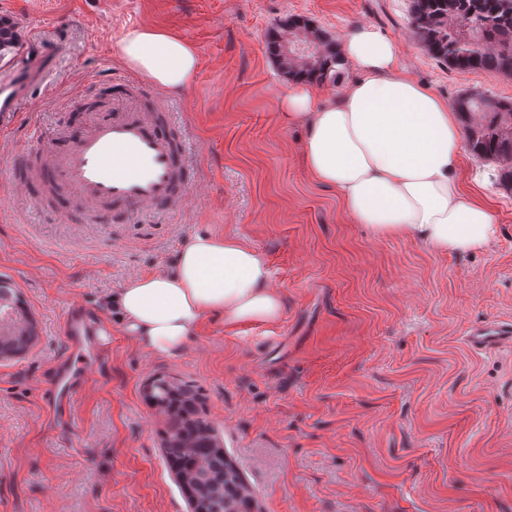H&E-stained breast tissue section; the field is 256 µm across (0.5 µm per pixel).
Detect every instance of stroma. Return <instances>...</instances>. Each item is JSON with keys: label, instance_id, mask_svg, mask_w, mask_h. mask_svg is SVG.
<instances>
[{"label": "stroma", "instance_id": "obj_1", "mask_svg": "<svg viewBox=\"0 0 512 512\" xmlns=\"http://www.w3.org/2000/svg\"><path fill=\"white\" fill-rule=\"evenodd\" d=\"M412 0H0L21 40L48 51L50 82L0 132V275L37 325L27 353L0 360V512H188L161 447L167 417L143 388L184 380L260 512H512V345L471 350V326L512 321V191L497 165L466 154L472 195L488 200L496 240L467 255L380 239L344 213L306 168L305 130L286 122L289 80L265 33L304 18L339 40L370 23L429 91L512 96V76L461 72L412 34ZM159 28L196 51L191 85L164 92L190 142L193 187L177 209L129 224H73L44 213L8 178L12 156L108 112L94 80H137L119 57L133 28ZM197 233L241 239L267 261L283 298L274 321L205 318L173 357L142 348L110 299L172 268ZM94 310L112 334L68 428L47 429L60 319Z\"/></svg>", "mask_w": 512, "mask_h": 512}]
</instances>
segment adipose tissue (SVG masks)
<instances>
[{
	"instance_id": "ef3b65f1",
	"label": "adipose tissue",
	"mask_w": 512,
	"mask_h": 512,
	"mask_svg": "<svg viewBox=\"0 0 512 512\" xmlns=\"http://www.w3.org/2000/svg\"><path fill=\"white\" fill-rule=\"evenodd\" d=\"M339 51L356 79L335 99L293 82L281 99L288 123L305 128L306 166L335 189L351 221L376 237L408 236L437 253L468 254L497 236L490 207L465 196L464 139L455 110L400 64L398 42L378 28L355 26ZM123 63L172 91H183L198 68L184 40L154 28L127 31ZM264 257L234 237L194 235L172 270L138 277L112 305L136 341L162 356L177 355L206 316L266 321L282 313Z\"/></svg>"
}]
</instances>
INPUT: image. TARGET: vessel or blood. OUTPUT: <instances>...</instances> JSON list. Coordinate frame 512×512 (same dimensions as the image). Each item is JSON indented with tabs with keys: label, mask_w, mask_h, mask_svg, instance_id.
<instances>
[{
	"label": "vessel or blood",
	"mask_w": 512,
	"mask_h": 512,
	"mask_svg": "<svg viewBox=\"0 0 512 512\" xmlns=\"http://www.w3.org/2000/svg\"><path fill=\"white\" fill-rule=\"evenodd\" d=\"M40 46L31 42L9 78L0 79V130L13 127L30 81L40 70ZM117 107L90 117L78 130L58 131L42 148L18 152L11 162L17 185H37L38 201L52 207L57 196L73 201L72 221L105 224L139 212L183 205L190 191L191 163L185 130L176 124L166 101L152 88L124 78L111 81ZM62 330L71 347L48 390L55 418L70 415L84 389L89 360L86 339L100 335L101 322L66 312ZM468 344L477 350L512 345V323H483L470 328Z\"/></svg>",
	"instance_id": "vessel-or-blood-1"
}]
</instances>
